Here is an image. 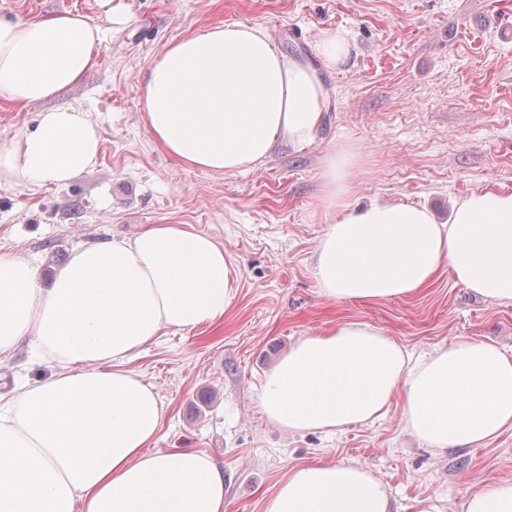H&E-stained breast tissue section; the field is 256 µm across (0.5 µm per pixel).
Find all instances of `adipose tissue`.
<instances>
[{"mask_svg":"<svg viewBox=\"0 0 512 512\" xmlns=\"http://www.w3.org/2000/svg\"><path fill=\"white\" fill-rule=\"evenodd\" d=\"M103 34L80 13L0 18V96L51 100L81 82ZM327 96L315 71L265 30L243 23L171 43L150 64L139 101L154 145L218 175L264 162L277 144L313 140ZM99 138L86 111L41 112L0 144V182L63 186L91 172ZM346 161L330 159L314 277L332 301L404 298L441 267L476 295L512 304V191L457 201L447 222L423 206L345 205ZM237 270L210 235L151 224L89 242L43 287L37 267L0 252V356L31 342L52 366L0 402V512H224L222 470L203 452L150 451L166 416L128 363L165 332L223 320ZM403 397L405 430L442 453L512 430V356L455 341L412 360L382 331L349 322L301 337L267 374L265 419L292 434L333 431L383 414ZM263 512H393L381 481L320 458L289 469ZM462 512H512V481L462 495Z\"/></svg>","mask_w":512,"mask_h":512,"instance_id":"adipose-tissue-1","label":"adipose tissue"}]
</instances>
